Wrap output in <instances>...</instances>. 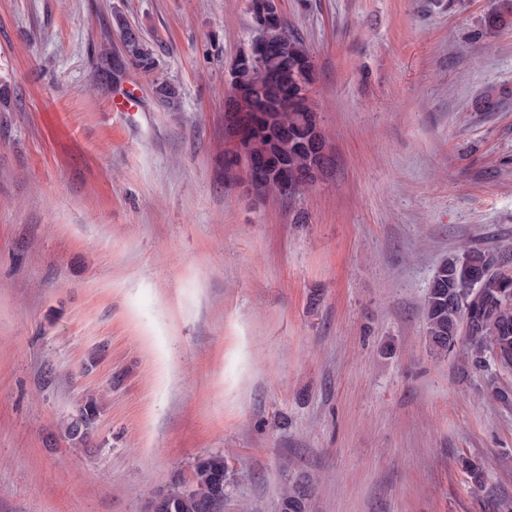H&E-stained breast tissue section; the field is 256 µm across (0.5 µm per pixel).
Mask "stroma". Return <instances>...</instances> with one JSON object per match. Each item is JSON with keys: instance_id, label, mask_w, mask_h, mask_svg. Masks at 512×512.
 <instances>
[{"instance_id": "obj_1", "label": "stroma", "mask_w": 512, "mask_h": 512, "mask_svg": "<svg viewBox=\"0 0 512 512\" xmlns=\"http://www.w3.org/2000/svg\"><path fill=\"white\" fill-rule=\"evenodd\" d=\"M493 4L278 0L331 155L288 199L224 185L249 0H0V512H145L218 452L224 512H278L300 482L308 512L512 501V408L491 396L512 373L435 357L422 313L448 254L512 246V23L487 30ZM119 15L157 72L105 85ZM89 394L77 447L64 424ZM101 413V404L95 395H87L81 400L74 414L65 425V435L75 446L85 443Z\"/></svg>"}]
</instances>
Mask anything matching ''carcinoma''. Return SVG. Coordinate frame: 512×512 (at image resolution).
<instances>
[{
	"label": "carcinoma",
	"instance_id": "1",
	"mask_svg": "<svg viewBox=\"0 0 512 512\" xmlns=\"http://www.w3.org/2000/svg\"><path fill=\"white\" fill-rule=\"evenodd\" d=\"M265 0H249L253 27H262L266 39L254 44L249 54L237 56L234 84L226 98L261 104L265 117L253 130L251 151L266 154L267 194L278 192L286 175L295 196L303 195L315 182L314 172L323 171L320 150L326 139L310 105L308 91L315 80L313 56L302 39L288 32L281 12L264 17ZM512 18V0H497L486 14L490 30L505 26ZM119 38L126 44V57L114 67L118 76L135 67L150 73L156 68L153 49L142 36H135L122 18H117ZM158 97L170 108L179 104V90L157 78ZM426 334L430 351L448 355L465 346V358L474 369L486 367L488 357L512 370V262L500 260L477 245H465L439 265L424 299ZM101 413L94 395L81 400L65 425V435L74 445L85 443ZM230 473L224 455H208L196 462L190 484L173 483L149 502L147 512H210V505L224 497ZM280 512H307V493L300 487L286 491Z\"/></svg>",
	"mask_w": 512,
	"mask_h": 512
}]
</instances>
